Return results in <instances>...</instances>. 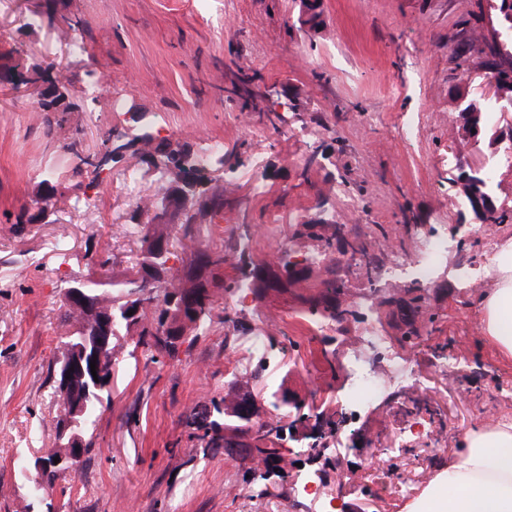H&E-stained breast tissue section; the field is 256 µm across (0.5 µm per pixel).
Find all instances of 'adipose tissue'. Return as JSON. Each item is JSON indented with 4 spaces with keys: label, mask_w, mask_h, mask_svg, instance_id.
<instances>
[{
    "label": "adipose tissue",
    "mask_w": 512,
    "mask_h": 512,
    "mask_svg": "<svg viewBox=\"0 0 512 512\" xmlns=\"http://www.w3.org/2000/svg\"><path fill=\"white\" fill-rule=\"evenodd\" d=\"M495 286L481 300V333L512 362V242L489 261ZM461 450L423 492L412 512H512V418L461 433Z\"/></svg>",
    "instance_id": "obj_1"
}]
</instances>
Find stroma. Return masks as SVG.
I'll return each instance as SVG.
<instances>
[{"instance_id":"obj_1","label":"stroma","mask_w":512,"mask_h":512,"mask_svg":"<svg viewBox=\"0 0 512 512\" xmlns=\"http://www.w3.org/2000/svg\"><path fill=\"white\" fill-rule=\"evenodd\" d=\"M64 2L85 52L70 51L48 17L31 18L27 0H0V53L56 58L83 97L82 111L50 138L33 97L0 83V512H40L21 467L59 447L50 396L61 282L84 276L103 252L111 275L123 276L139 253L128 185L146 196L157 183L138 155L115 156L94 188L74 172L79 156L109 150L104 131L127 127L132 105L159 129V142L186 141L202 154L223 148V180L234 190L204 226L209 246L251 236L254 258H266L276 243L254 233L275 216L291 234L289 251L300 253L297 226L320 215L345 225L379 265L392 249L415 260L439 237L448 255L423 285L435 318L411 348L400 347L396 318L352 261L342 269L366 318L326 334L308 330L290 288L262 301L218 292L211 322L155 362L120 341L86 462L52 495L59 512H411L458 452L461 432L512 417V363L480 331L481 295L493 282L468 288L456 276L465 264L487 269L494 245L512 239L504 147L512 105L490 91L479 51L489 0H322L313 23L301 0ZM240 68L277 90L258 111L242 113L230 91ZM460 91L482 103L486 140L458 138ZM464 161L486 177L503 223L482 221L453 184ZM48 172L63 192L57 222L16 225ZM88 196L97 207H80ZM369 322L420 384L382 386L354 412L349 346ZM451 356L458 365L438 370ZM239 364L250 374H237ZM233 391L251 395L263 418L273 393L305 399L278 447L289 481L262 480L251 452L228 457L188 425L190 413ZM425 422L434 442L418 436ZM400 429L410 432L407 446L391 459L374 455ZM299 476L316 479L317 495L294 493Z\"/></svg>"}]
</instances>
